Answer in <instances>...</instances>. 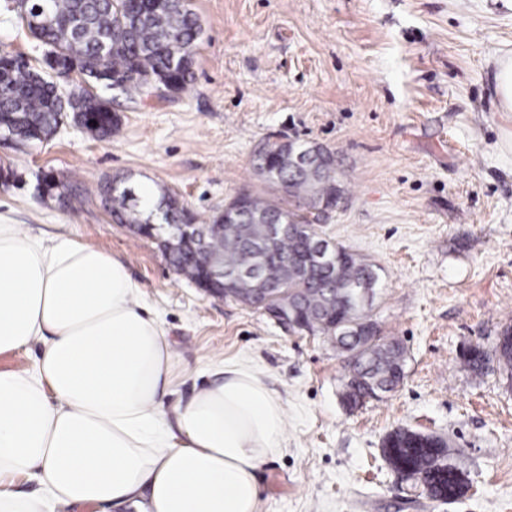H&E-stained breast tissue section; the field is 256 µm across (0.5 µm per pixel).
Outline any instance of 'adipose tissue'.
Returning a JSON list of instances; mask_svg holds the SVG:
<instances>
[{"label":"adipose tissue","instance_id":"obj_1","mask_svg":"<svg viewBox=\"0 0 512 512\" xmlns=\"http://www.w3.org/2000/svg\"><path fill=\"white\" fill-rule=\"evenodd\" d=\"M0 512H258L257 474L285 409L250 369L164 408L176 355L125 265L94 246L0 222ZM29 476L32 496L15 490ZM38 353V347L21 350L13 354L0 355V371H23L30 369Z\"/></svg>","mask_w":512,"mask_h":512}]
</instances>
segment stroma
Wrapping results in <instances>:
<instances>
[{
    "label": "stroma",
    "mask_w": 512,
    "mask_h": 512,
    "mask_svg": "<svg viewBox=\"0 0 512 512\" xmlns=\"http://www.w3.org/2000/svg\"><path fill=\"white\" fill-rule=\"evenodd\" d=\"M0 0V50L41 57ZM203 35L195 79L167 101L112 99L100 140L66 125L49 142L0 140V218L112 255L160 315L180 362L165 405L208 387L223 365L263 378L285 407V446L259 472L261 512H512V382L462 352L493 350L512 325V112L494 75L512 60V0H191ZM336 158L342 196L316 231L374 264L372 315L405 349L403 383L355 410L344 354L262 310L208 296L158 243L113 221L99 187L179 195L205 221L243 191L268 198L255 156L273 141ZM66 172L69 203L38 196ZM431 433L469 479L451 504L398 480L382 442Z\"/></svg>",
    "instance_id": "1"
}]
</instances>
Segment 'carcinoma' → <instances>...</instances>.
<instances>
[{
    "label": "carcinoma",
    "instance_id": "obj_1",
    "mask_svg": "<svg viewBox=\"0 0 512 512\" xmlns=\"http://www.w3.org/2000/svg\"><path fill=\"white\" fill-rule=\"evenodd\" d=\"M17 16L27 13L40 21L26 28L27 35L44 47L42 66L37 68L20 54L0 53V130L27 144L52 137L64 117L79 118L89 132L99 139L109 138L119 127L120 118L110 102L79 86L62 93L56 86L47 57L55 55L77 67L84 82H100L108 71L121 79L119 89L130 100L143 96L144 89L167 81L177 91H184L194 79L195 58L202 36V27L189 0H14ZM45 194L66 201L71 181L64 174L50 175ZM293 201L269 202L249 195L246 209L224 228V236L212 235L211 226L224 223L213 214L209 220L196 223L204 234L205 248L217 260L218 270L233 274L248 267L259 266L263 276L275 279L288 258L295 254L303 237L286 235L274 243L280 254V265L264 262L258 247L260 222L268 224H302L311 226L321 213L323 200L338 183L334 163L317 169L302 168L291 175ZM100 196L112 216L121 224H149L154 217L166 224H181L186 207L176 194L162 191L158 202L149 208L132 185L125 180L100 186ZM337 246L331 263L336 284L342 290L333 292L330 279L321 276L305 278L296 287L302 288L299 310L310 335H323L332 340L343 353L359 346L352 336H338L332 328L335 321L348 318L346 296L360 289L375 294L380 275L371 264H361L342 254ZM494 352L499 366L512 378V326L498 336ZM404 347L393 341L377 344L364 355L357 369L344 383L350 388V407L357 408L371 399H380L395 391L405 377ZM385 460L397 454L420 476L422 492H429L445 502L463 492L466 479L453 474L442 475L439 455L447 448L430 451L405 448L403 444L382 448Z\"/></svg>",
    "mask_w": 512,
    "mask_h": 512
}]
</instances>
